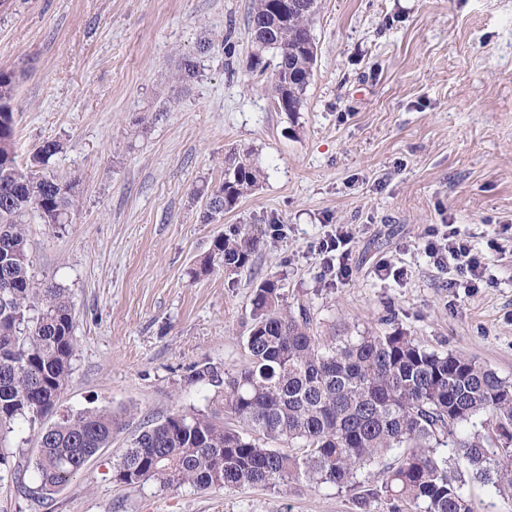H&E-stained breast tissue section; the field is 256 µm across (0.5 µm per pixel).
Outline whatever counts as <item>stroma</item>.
<instances>
[{"instance_id":"obj_1","label":"stroma","mask_w":512,"mask_h":512,"mask_svg":"<svg viewBox=\"0 0 512 512\" xmlns=\"http://www.w3.org/2000/svg\"><path fill=\"white\" fill-rule=\"evenodd\" d=\"M253 0H0V66L17 71L19 162L58 141L48 174L74 182L67 224L29 219L36 283L65 288L79 350L43 425L85 409L127 426L60 491L38 493L33 430L0 452V512H360L335 487L226 490L118 484L112 466L147 421L205 412L196 366L246 362L251 298L279 279L329 339L401 329L512 381V0H318L304 107L277 111L276 59ZM196 64L182 79L184 58ZM250 152L259 188L201 221L200 187ZM350 231L349 273L318 251ZM454 225L485 279L452 288L425 250ZM260 245L232 271L200 261L229 228ZM387 263L400 274L379 278Z\"/></svg>"}]
</instances>
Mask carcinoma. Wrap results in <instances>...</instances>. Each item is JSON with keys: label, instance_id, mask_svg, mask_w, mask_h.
Here are the masks:
<instances>
[{"label": "carcinoma", "instance_id": "carcinoma-1", "mask_svg": "<svg viewBox=\"0 0 512 512\" xmlns=\"http://www.w3.org/2000/svg\"><path fill=\"white\" fill-rule=\"evenodd\" d=\"M280 0H254L249 26L273 49L270 75L277 111H301L315 56L310 23L318 0L280 13ZM12 69L0 66V101L15 98ZM13 110L0 108V436L22 419L34 427L67 384L78 342L69 297L36 285L30 272L25 217L63 224L76 205L74 183L43 169L62 146L46 141L29 162L15 151ZM261 169L228 157L224 181L206 193L209 224L254 191ZM257 239L235 229L214 242L213 258L240 268ZM278 280L267 278L252 298L244 348L247 364L219 374L195 370L192 380L215 391L207 413L174 412L131 439L113 465L129 488L154 482L167 488L230 489L245 484L356 492L362 507L388 512H474L467 482L512 497V381L461 353L440 352L395 329L323 340L310 312L284 307ZM126 427L111 410L83 411L37 431L38 490L58 492ZM455 449L451 458L438 452ZM370 468L381 485L362 482Z\"/></svg>", "mask_w": 512, "mask_h": 512}]
</instances>
